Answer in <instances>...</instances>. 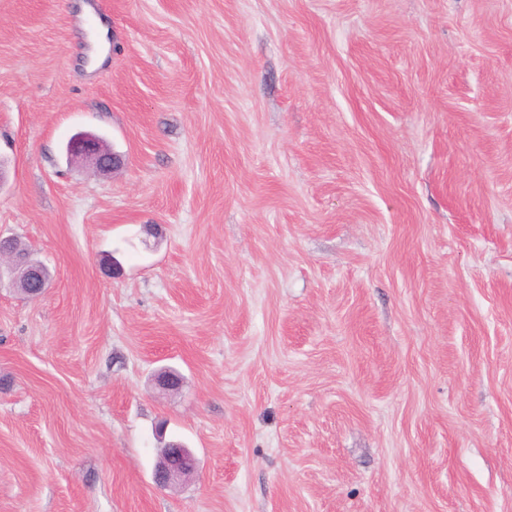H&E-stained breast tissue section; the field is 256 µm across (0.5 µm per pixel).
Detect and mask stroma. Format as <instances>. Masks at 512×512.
I'll use <instances>...</instances> for the list:
<instances>
[{"mask_svg":"<svg viewBox=\"0 0 512 512\" xmlns=\"http://www.w3.org/2000/svg\"><path fill=\"white\" fill-rule=\"evenodd\" d=\"M77 3L0 0V512H512V0ZM82 19L92 24V31L90 35L87 36V40L93 44V51L89 53V67L95 68L109 55L111 44L106 39L105 34L107 33V29L102 27L101 18L97 17L91 11H86ZM70 160H81L99 171L114 170L123 164V156L107 150L100 140L92 135L81 134L71 139L67 145ZM9 276L15 280V286L21 282L32 298L41 296L48 288L49 281L42 267L20 264L11 269ZM164 450L154 470V482L160 488L180 482L195 468L194 456L183 443H169Z\"/></svg>","mask_w":512,"mask_h":512,"instance_id":"stroma-1","label":"stroma"}]
</instances>
